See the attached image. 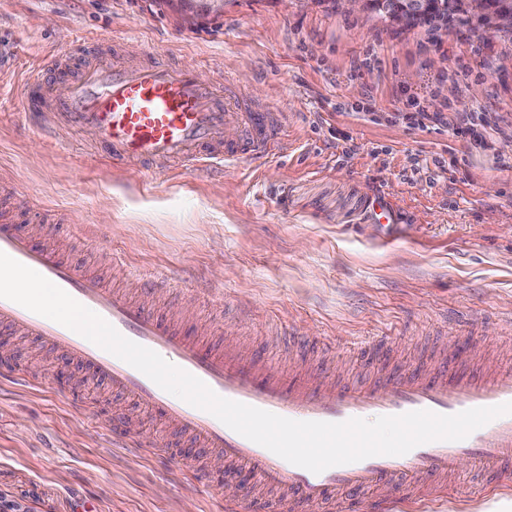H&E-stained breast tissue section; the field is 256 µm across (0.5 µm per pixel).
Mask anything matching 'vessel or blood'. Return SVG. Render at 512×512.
<instances>
[{
	"instance_id": "vessel-or-blood-1",
	"label": "vessel or blood",
	"mask_w": 512,
	"mask_h": 512,
	"mask_svg": "<svg viewBox=\"0 0 512 512\" xmlns=\"http://www.w3.org/2000/svg\"><path fill=\"white\" fill-rule=\"evenodd\" d=\"M21 98L34 119V132L55 138L58 125L92 133L99 157L113 169L144 163L162 169L213 168L273 154L282 132L280 116L237 93L229 78L202 80L187 66L153 61L129 65L100 55L84 61L67 95L46 99L34 85ZM238 135L225 139L226 127ZM0 252L37 271L92 310L127 339L158 353L196 376L219 396L297 421L343 422L352 418L401 415L429 410L441 415L512 403V374L464 371L459 358L443 360L431 378L412 371L381 383L339 387L285 380L232 350L215 352L161 319L151 306L79 270L51 242L35 238L0 216ZM0 326L49 346L88 375L106 380L113 391L141 401L149 413L190 441L182 458L214 449L224 459V479L250 472L261 484L283 492L290 512L297 506L333 499L337 494L379 482L415 479L437 485L454 474L460 456L469 455L512 469V414L499 417L460 441H434L400 456H373L315 474L293 465L234 432L210 413L161 389L146 375L77 332L23 306L0 298Z\"/></svg>"
}]
</instances>
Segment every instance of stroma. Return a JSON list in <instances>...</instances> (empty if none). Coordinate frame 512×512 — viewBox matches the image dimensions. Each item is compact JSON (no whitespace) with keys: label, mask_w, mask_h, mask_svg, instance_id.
<instances>
[{"label":"stroma","mask_w":512,"mask_h":512,"mask_svg":"<svg viewBox=\"0 0 512 512\" xmlns=\"http://www.w3.org/2000/svg\"><path fill=\"white\" fill-rule=\"evenodd\" d=\"M77 35L129 64L154 57L207 81L230 76L279 112L275 155L122 173L91 161L87 134L32 136L13 89L75 78L78 65L63 62L57 76L45 62ZM511 58L512 34L458 22L396 30L336 0H0V182L28 203L20 225L49 226L80 270L208 347L285 376L328 373L351 386L409 367L429 373L452 341L471 349L473 369L512 372ZM419 111L442 113V131L408 126ZM475 111L495 114L485 126L495 151L458 135ZM378 198L396 223H376ZM154 269L177 283L138 288L134 274ZM380 342L386 355L371 360ZM5 365L42 383L0 384L1 506L220 512L223 484L200 486L153 453L179 438L140 402L22 336L0 340ZM116 417L140 420V458L111 446ZM422 493L380 484L366 496L389 512H485L491 498H512V471L470 459L442 501Z\"/></svg>","instance_id":"35a3bbf8"}]
</instances>
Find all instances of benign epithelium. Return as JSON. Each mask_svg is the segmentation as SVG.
Segmentation results:
<instances>
[{"mask_svg": "<svg viewBox=\"0 0 512 512\" xmlns=\"http://www.w3.org/2000/svg\"><path fill=\"white\" fill-rule=\"evenodd\" d=\"M338 3L348 11L370 10L379 5L389 25L400 30L419 24L434 30L448 27L445 0H338ZM459 7L480 34L512 31V0H460Z\"/></svg>", "mask_w": 512, "mask_h": 512, "instance_id": "obj_1", "label": "benign epithelium"}]
</instances>
